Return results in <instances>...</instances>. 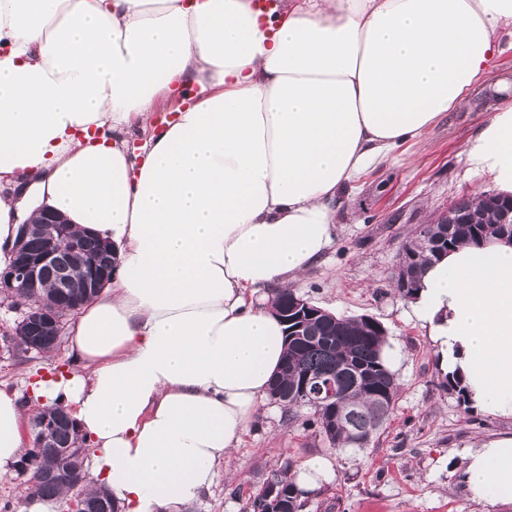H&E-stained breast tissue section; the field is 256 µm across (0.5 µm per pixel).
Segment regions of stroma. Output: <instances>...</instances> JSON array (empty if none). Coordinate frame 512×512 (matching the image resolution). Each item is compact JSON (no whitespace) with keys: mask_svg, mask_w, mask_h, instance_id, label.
<instances>
[{"mask_svg":"<svg viewBox=\"0 0 512 512\" xmlns=\"http://www.w3.org/2000/svg\"><path fill=\"white\" fill-rule=\"evenodd\" d=\"M472 98L345 188L332 245L292 286L336 315L375 318L396 342L399 391L389 420L368 447L335 449L305 427L313 408H296L290 420L281 405L266 401L226 473L185 512H249L270 471L287 461L298 469L315 457L332 459L335 476L309 493L305 512H512V503L473 501L458 478L465 446L511 435L512 421L474 411L447 389L431 343L393 280L404 244L421 225L492 190L489 177L471 170L466 148L496 107L512 104V49L496 57ZM15 319L0 306V390L20 395L32 413V374L74 369L73 330L65 328L49 356L22 358L9 337Z\"/></svg>","mask_w":512,"mask_h":512,"instance_id":"stroma-1","label":"stroma"}]
</instances>
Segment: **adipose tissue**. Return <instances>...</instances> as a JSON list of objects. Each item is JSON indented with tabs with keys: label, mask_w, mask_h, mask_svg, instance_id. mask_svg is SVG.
<instances>
[{
	"label": "adipose tissue",
	"mask_w": 512,
	"mask_h": 512,
	"mask_svg": "<svg viewBox=\"0 0 512 512\" xmlns=\"http://www.w3.org/2000/svg\"><path fill=\"white\" fill-rule=\"evenodd\" d=\"M512 38V0H0V268L40 207L118 268L76 313L71 407L90 488L120 512H184L215 483L279 373L283 325L254 295L324 256L342 190L470 101ZM176 119L151 129L158 101ZM148 133L139 154L129 129ZM512 194V106L467 146ZM412 311L476 411L512 418V245L462 244ZM0 390V480L23 448ZM471 498L512 501V436L468 446Z\"/></svg>",
	"instance_id": "adipose-tissue-1"
}]
</instances>
